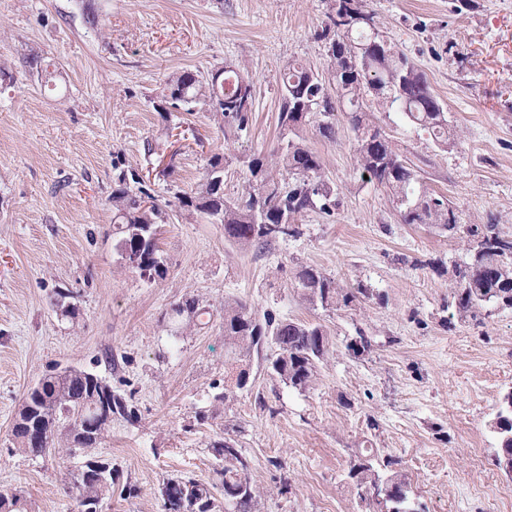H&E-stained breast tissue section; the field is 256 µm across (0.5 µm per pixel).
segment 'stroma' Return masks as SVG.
Segmentation results:
<instances>
[{
	"instance_id": "1",
	"label": "stroma",
	"mask_w": 512,
	"mask_h": 512,
	"mask_svg": "<svg viewBox=\"0 0 512 512\" xmlns=\"http://www.w3.org/2000/svg\"><path fill=\"white\" fill-rule=\"evenodd\" d=\"M379 30L421 70L456 132L428 134L376 109L397 153L457 209L448 237L401 223L388 192L355 170L354 133L305 127L322 175L339 190L332 215L299 216V234L266 249L182 213L209 158L225 156L224 193L246 180L245 156L280 139L279 76L298 60L328 70L320 38L329 0H0V493L28 512H79L65 472L79 459L12 451L28 388L67 366L90 369L135 415L97 449L119 478L106 512H162L164 480L215 481L212 444L234 439L260 492L253 512H368L347 473L361 448L395 458L421 512H512V480L495 462L489 424L512 390V311L447 325L453 266L471 227L512 232V0H367ZM54 72L45 82L38 67ZM239 69L254 107L225 135L206 107H171L162 90L185 71ZM139 179L164 213L166 275L150 281L117 251L112 192ZM311 265L366 299L313 307L295 274ZM208 327L173 332L187 297ZM322 325L330 353L308 389L252 359L251 386L201 420L225 384L224 305ZM78 310L63 316L62 306ZM368 336L371 347L348 352Z\"/></svg>"
}]
</instances>
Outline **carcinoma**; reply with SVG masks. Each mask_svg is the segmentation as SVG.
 <instances>
[{"label": "carcinoma", "instance_id": "1", "mask_svg": "<svg viewBox=\"0 0 512 512\" xmlns=\"http://www.w3.org/2000/svg\"><path fill=\"white\" fill-rule=\"evenodd\" d=\"M345 2L331 0L321 31L330 61L328 75L300 63L289 65L281 75V143L274 161L261 155L250 157L245 190L231 200L224 197L225 157L212 156L198 187L177 197L181 210L204 214L224 225V237L242 245L264 247L298 235V216L316 209L329 213L336 206V191L322 178L320 158L300 141L299 131L313 123L322 136L334 135L336 113L346 100L351 106L348 122L355 134V166L360 175L391 193L402 223L435 224L450 237L457 234L460 217L456 208L401 159L383 126L363 110L364 99L370 96L379 106L401 113L410 127L448 148L453 133L443 106L425 75L380 34L366 0H359L363 15L354 22L347 20ZM241 82L243 78L232 70L216 72L207 79L184 71L167 82L163 97L186 112L204 105L221 120L224 132L239 133L246 130L254 104L241 98ZM277 167L291 179L276 177L273 169ZM112 206L120 219L116 249L122 254L143 255L147 279L164 277L167 264L158 247L160 209L154 197L143 190L134 194L126 187L119 188L112 191ZM474 235L477 240L469 260L454 266L456 288L448 307L452 308L449 319L480 324L496 310H512V233L488 224ZM296 280L303 299L313 306L349 307L368 296L367 289L342 288L310 266L300 268ZM171 312L173 319L195 326L203 325L204 316L210 314L194 297L175 304ZM224 343L230 348V357L245 364L261 353L265 344H271L274 349L265 356L268 371L286 386L301 390L314 382L318 366L329 352V339L321 325L281 321L268 314L259 318L239 303L224 305ZM235 396V391L227 388L213 395L210 408L200 419H217ZM91 401L112 404L113 418L101 417L85 406ZM79 412L84 413L87 427L75 432L68 423ZM133 415L126 398L105 379L72 367L28 389L12 427L15 451L33 457L52 452L64 461L83 455L82 465L67 472V479L81 506L103 507L112 498L118 473L112 462L92 450L112 433V419L129 420ZM496 421L495 461L500 465L512 459V391L500 400ZM212 448L221 465L220 481L167 480L161 488L163 512H221L219 492L224 501L233 502L234 512H252L257 490L247 474L248 461L230 438L214 442ZM374 461L373 449L367 448L351 462L348 477L359 499L365 500L364 488L383 484L385 492L375 503L385 507V512H419L407 477L392 469L395 460L383 461L381 470ZM0 512H27L22 493H1Z\"/></svg>", "mask_w": 512, "mask_h": 512}]
</instances>
